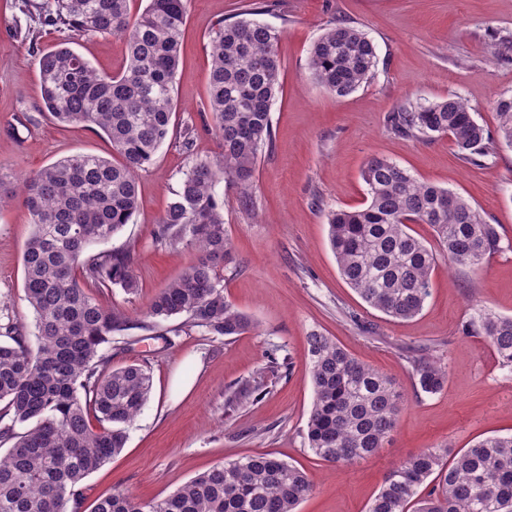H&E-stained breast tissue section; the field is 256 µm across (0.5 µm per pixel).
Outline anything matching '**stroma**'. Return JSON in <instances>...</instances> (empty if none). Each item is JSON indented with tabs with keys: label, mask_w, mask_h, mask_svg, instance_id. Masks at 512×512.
Here are the masks:
<instances>
[{
	"label": "stroma",
	"mask_w": 512,
	"mask_h": 512,
	"mask_svg": "<svg viewBox=\"0 0 512 512\" xmlns=\"http://www.w3.org/2000/svg\"><path fill=\"white\" fill-rule=\"evenodd\" d=\"M35 2L0 0V170L20 177L71 154L111 153L97 127L62 126L41 110L37 54L66 40L98 72L115 74L126 65L121 40L45 25ZM249 2L188 4L173 134L139 173V208L108 243L112 250L131 249L138 290L92 291L104 307L132 320H145L151 297L198 258L190 241L164 245L154 231L187 170L185 127L195 131V155L212 159L218 152L204 110L207 37L218 20L240 14ZM334 17L362 29L377 54L374 78L344 97L324 90L309 71L310 48ZM261 20L281 35L273 142L259 161L252 200L224 193L233 245L224 294L253 326L215 340L174 318L166 339L138 331L129 345L113 350V367H148L152 392L123 452L87 477L88 501L119 486L150 502L216 463L271 453L311 481L300 512H367L386 470L409 455L433 447L455 452L512 434V370L499 365L481 337L460 334L476 309L512 316V146L496 143L475 166L460 158L448 137L408 138L387 123L405 102L457 94L479 124L496 130L493 104L512 93V60L492 55L489 45L512 38V0H274ZM373 156L462 194L508 245L475 269L451 265L439 254L431 295L407 321L363 302L342 279L328 244L326 213L364 205L360 172ZM31 232L21 201L0 210V324L13 320L29 331L35 318L23 290L22 255ZM313 331L399 383L397 425L374 459L334 466L306 445L313 388L305 354ZM418 348L448 368L440 394H424L417 385L407 353Z\"/></svg>",
	"instance_id": "1"
}]
</instances>
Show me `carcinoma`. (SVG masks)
<instances>
[{
	"label": "carcinoma",
	"instance_id": "1",
	"mask_svg": "<svg viewBox=\"0 0 512 512\" xmlns=\"http://www.w3.org/2000/svg\"><path fill=\"white\" fill-rule=\"evenodd\" d=\"M187 2L148 0L137 13L131 0H43L39 6L47 25L123 40L127 64L118 74L99 73L65 42L38 54L45 109L61 124L100 128L112 155L65 156L20 182L0 172V208L21 199L33 226L22 262L35 314V332L11 322L5 326L10 342H0V440L13 441L0 456V512H77L84 479L125 448L152 376L140 364L111 366L112 347L125 342L124 332L136 327L154 334L173 317L215 338L252 328L224 297L221 267L232 260V243L217 185L251 199L258 162L272 143L280 34L254 19L272 7L268 0H252L247 17L219 21L208 35L205 111L219 153L212 160L194 156L185 130L188 169L155 232L169 245L190 238L197 263L150 299L148 321L137 325L118 309H103L81 285L137 291L131 252L89 250L112 239L137 212V172L169 137ZM376 66L371 39L341 19H332L310 50L314 80L338 97L368 83ZM494 110L495 135L453 94L407 102L388 122L406 137L449 136L461 158L478 165L494 137L512 145V94L499 96ZM361 178L366 204L328 212L329 245L344 281L384 315L409 320L430 295L437 254L411 225L431 226L448 261L459 267L475 268L503 251L496 225L459 193L380 156L367 160ZM462 332L483 338L499 364L512 369V317L481 309ZM307 343L314 392L308 448L332 465L376 457L402 407L396 380L317 331ZM413 363L422 392L443 391L448 369L440 359ZM311 492L302 469L271 454L247 455L148 503L115 488L94 501L92 512H299ZM368 512H512V434L488 436L453 454L426 448L407 457L386 473Z\"/></svg>",
	"mask_w": 512,
	"mask_h": 512
}]
</instances>
